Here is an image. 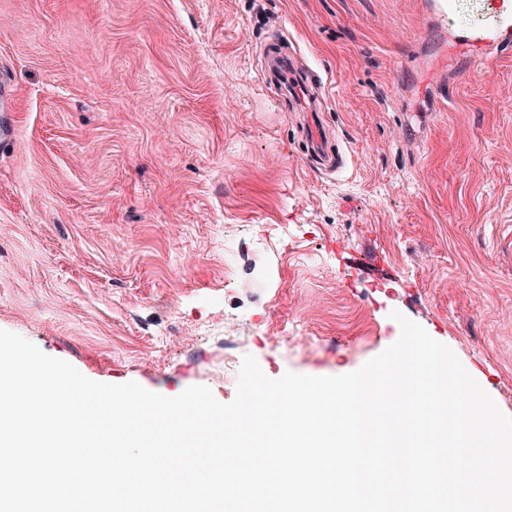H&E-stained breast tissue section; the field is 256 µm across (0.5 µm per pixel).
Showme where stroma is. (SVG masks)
I'll use <instances>...</instances> for the list:
<instances>
[{"mask_svg":"<svg viewBox=\"0 0 512 512\" xmlns=\"http://www.w3.org/2000/svg\"><path fill=\"white\" fill-rule=\"evenodd\" d=\"M430 0H0V329L167 397L447 345L512 416V50L448 76ZM332 78L290 108L268 36ZM318 120L347 151L305 157ZM233 372H225V363Z\"/></svg>","mask_w":512,"mask_h":512,"instance_id":"stroma-1","label":"stroma"}]
</instances>
